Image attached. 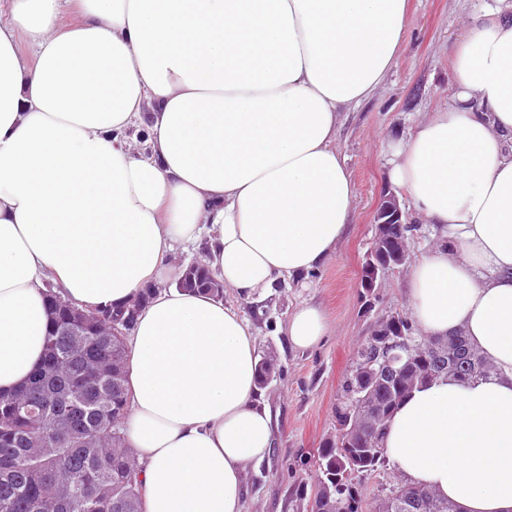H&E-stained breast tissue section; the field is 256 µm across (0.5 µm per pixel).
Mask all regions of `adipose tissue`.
<instances>
[{"instance_id": "adipose-tissue-1", "label": "adipose tissue", "mask_w": 512, "mask_h": 512, "mask_svg": "<svg viewBox=\"0 0 512 512\" xmlns=\"http://www.w3.org/2000/svg\"><path fill=\"white\" fill-rule=\"evenodd\" d=\"M408 0H12L0 20V393L43 354L47 284L86 309L130 300L172 243L208 241L239 300L309 274L351 219L342 110L379 86ZM77 20L62 26L64 10ZM31 54H23L19 41ZM447 108L384 144L437 243L412 264L410 319L465 330L486 378L416 388L382 444L404 481L460 512H512V9L475 16ZM322 308L288 316L317 346ZM240 310L163 290L128 340L126 443L145 512H243L276 425Z\"/></svg>"}]
</instances>
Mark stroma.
<instances>
[{
	"instance_id": "obj_1",
	"label": "stroma",
	"mask_w": 512,
	"mask_h": 512,
	"mask_svg": "<svg viewBox=\"0 0 512 512\" xmlns=\"http://www.w3.org/2000/svg\"><path fill=\"white\" fill-rule=\"evenodd\" d=\"M512 0H409L406 38L393 66L372 95L343 112L336 148L344 157L354 187L352 217L336 249L314 273L278 282L260 299L262 313L225 292L237 305L257 338L258 353L274 354L284 367L261 391L277 425L271 457L249 469L244 482V512H306L314 492L317 452L333 434L340 385L377 320L407 315L408 266L386 271L381 286L364 296L361 267L375 235L374 211L383 195L396 196L404 221L417 225L410 241L412 256L435 243L427 226L411 209L404 188L386 176L382 142L408 138L428 113L444 108L452 92V54L470 19ZM312 301L326 311L330 329L309 350L289 346L283 329L293 308Z\"/></svg>"
}]
</instances>
